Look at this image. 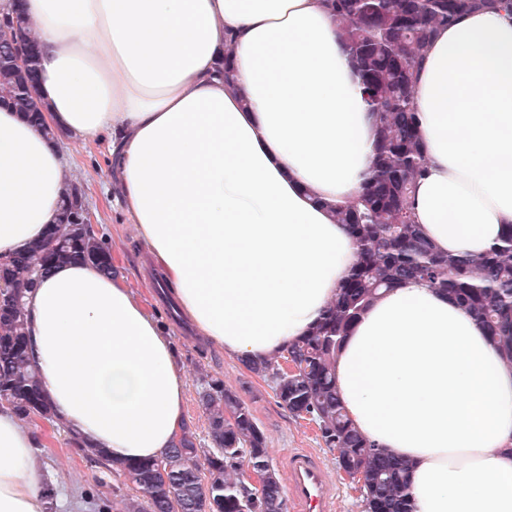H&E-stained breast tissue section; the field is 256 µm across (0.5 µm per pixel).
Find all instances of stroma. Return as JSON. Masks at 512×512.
Instances as JSON below:
<instances>
[{"label": "stroma", "mask_w": 512, "mask_h": 512, "mask_svg": "<svg viewBox=\"0 0 512 512\" xmlns=\"http://www.w3.org/2000/svg\"><path fill=\"white\" fill-rule=\"evenodd\" d=\"M67 150L75 163L79 182L85 191L91 221L112 251L118 268L127 274L132 288L149 309L168 326L180 362L187 374L185 416L188 425L204 432L207 417L197 399L200 372L221 377L241 395L266 436L273 463H281L291 448L312 449L335 480L340 494L338 512H362L360 493L336 466L335 449L326 447L314 423L292 416L283 408L269 383L249 373L223 351L201 343L182 324L173 301L163 293L162 284L138 240L133 225L127 224L118 207L108 205L104 193L111 172L107 151L96 140L71 141ZM36 429L47 437L37 450L43 483L53 500L82 504L83 512H102L110 507L119 512L121 501L131 495L130 486L112 477L102 466L76 452L63 427L39 420Z\"/></svg>", "instance_id": "35a3bbf8"}]
</instances>
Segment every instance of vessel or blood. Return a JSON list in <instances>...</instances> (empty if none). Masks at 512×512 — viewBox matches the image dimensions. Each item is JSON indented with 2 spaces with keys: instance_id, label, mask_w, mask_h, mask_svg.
Masks as SVG:
<instances>
[{
  "instance_id": "vessel-or-blood-1",
  "label": "vessel or blood",
  "mask_w": 512,
  "mask_h": 512,
  "mask_svg": "<svg viewBox=\"0 0 512 512\" xmlns=\"http://www.w3.org/2000/svg\"><path fill=\"white\" fill-rule=\"evenodd\" d=\"M283 467L293 512H334L338 488L312 451L290 450L283 458Z\"/></svg>"
}]
</instances>
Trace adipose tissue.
Wrapping results in <instances>:
<instances>
[{
	"instance_id": "adipose-tissue-1",
	"label": "adipose tissue",
	"mask_w": 512,
	"mask_h": 512,
	"mask_svg": "<svg viewBox=\"0 0 512 512\" xmlns=\"http://www.w3.org/2000/svg\"><path fill=\"white\" fill-rule=\"evenodd\" d=\"M24 11L45 122L106 142L110 193L196 333L239 362L305 336L353 265L331 208L356 197L376 139L325 0ZM414 106L428 164L411 206L439 251L479 255L512 224V14L439 28ZM71 177L58 144L0 107V258L46 235ZM25 306L29 356L64 426L113 461L161 457L185 428L186 374L126 276L59 265ZM336 387L356 428L408 462L412 512H512V365L453 299L418 281L383 292L341 344ZM40 445L0 400V512H48Z\"/></svg>"
}]
</instances>
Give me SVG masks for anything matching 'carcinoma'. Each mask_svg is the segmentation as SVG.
Listing matches in <instances>:
<instances>
[{"label":"carcinoma","instance_id":"cac0c4a2","mask_svg":"<svg viewBox=\"0 0 512 512\" xmlns=\"http://www.w3.org/2000/svg\"><path fill=\"white\" fill-rule=\"evenodd\" d=\"M17 2L9 0L7 19L0 18V106L39 124L46 111L37 89L39 50ZM497 6L512 10V0H331L365 99L377 113L368 181L353 202L334 210L336 223L354 240L355 261L306 336L277 359L244 366L272 384L288 412L317 425L325 446L337 449L339 469L364 474L363 512H411L408 465L376 450L354 428L336 393L341 342L381 290L419 279L448 294L484 326L512 364V224L484 253L455 257L423 236L407 203L426 164L412 102L415 68L437 27L466 11ZM20 50L22 67L15 62ZM83 197L76 183H68L58 224L0 268L7 283L0 291V397L25 421L32 412L54 419L28 354L26 290L55 265L79 262L108 274L114 270L109 247L90 225L73 224ZM198 397L209 444L187 426L163 457L117 463L135 492L124 500L123 512H287L266 437L238 392L207 373ZM70 443L110 469L102 449L85 448L74 436ZM244 460L261 475L253 488L239 479Z\"/></svg>","mask_w":512,"mask_h":512}]
</instances>
